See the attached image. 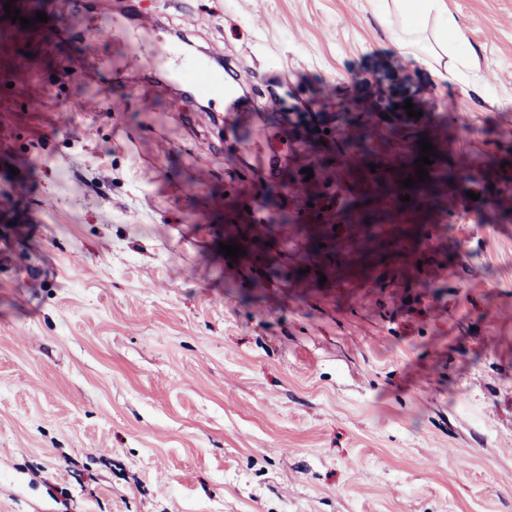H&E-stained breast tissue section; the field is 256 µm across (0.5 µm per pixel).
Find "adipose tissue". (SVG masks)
Masks as SVG:
<instances>
[{
  "instance_id": "adipose-tissue-1",
  "label": "adipose tissue",
  "mask_w": 512,
  "mask_h": 512,
  "mask_svg": "<svg viewBox=\"0 0 512 512\" xmlns=\"http://www.w3.org/2000/svg\"><path fill=\"white\" fill-rule=\"evenodd\" d=\"M387 42L412 56L434 82H446L459 64L476 63L465 29L448 10L447 0H387Z\"/></svg>"
}]
</instances>
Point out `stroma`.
I'll return each instance as SVG.
<instances>
[{
    "mask_svg": "<svg viewBox=\"0 0 512 512\" xmlns=\"http://www.w3.org/2000/svg\"><path fill=\"white\" fill-rule=\"evenodd\" d=\"M94 2L0 0V512H512V0H447L477 94L380 0ZM161 36L230 91L127 69Z\"/></svg>",
    "mask_w": 512,
    "mask_h": 512,
    "instance_id": "35a3bbf8",
    "label": "stroma"
}]
</instances>
